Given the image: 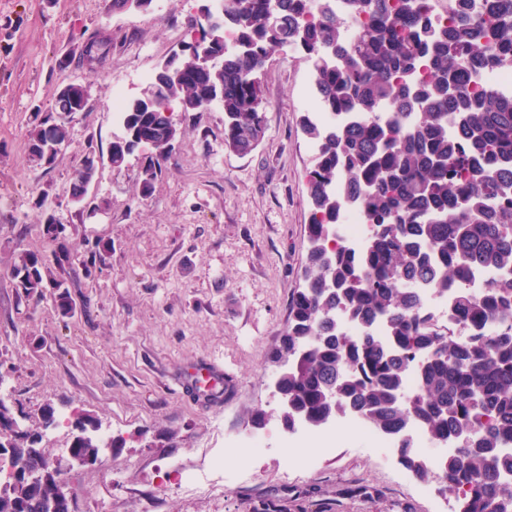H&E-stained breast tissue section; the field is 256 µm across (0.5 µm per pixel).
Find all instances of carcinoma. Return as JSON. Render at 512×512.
<instances>
[{
  "label": "carcinoma",
  "mask_w": 512,
  "mask_h": 512,
  "mask_svg": "<svg viewBox=\"0 0 512 512\" xmlns=\"http://www.w3.org/2000/svg\"><path fill=\"white\" fill-rule=\"evenodd\" d=\"M221 2L231 40L198 19L188 25V48L221 56L219 67L182 79L173 63L151 83L155 105L134 98L122 109V127L154 146L140 195L152 190L158 148L178 135L176 109L219 101L224 146L252 153L265 135V61L284 47L302 52L334 120L302 119L317 145L306 174L310 249L276 351L288 361L276 382L287 400L278 416L288 429L359 416L398 437L400 463L455 495L454 512H512V91L481 80L490 64L512 65V0H487V19L475 0H343L339 10L333 0ZM75 97L62 88L58 114ZM48 139L68 145V122L43 119L28 148ZM353 205L365 219L358 253L340 234ZM476 269L493 272L485 291L459 290L439 327L430 299ZM47 273L40 251L19 253L11 266L18 299L43 298ZM55 288L54 307L66 317L70 294L62 281ZM412 422L429 441L456 444L439 469L404 437ZM74 425L72 447L97 457L87 435L96 420L79 414ZM42 438L21 429L0 398V448L13 449L16 464L48 465ZM58 494L51 475L20 481L0 492V512H42Z\"/></svg>",
  "instance_id": "1"
}]
</instances>
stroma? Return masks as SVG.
Listing matches in <instances>:
<instances>
[{
    "label": "stroma",
    "mask_w": 512,
    "mask_h": 512,
    "mask_svg": "<svg viewBox=\"0 0 512 512\" xmlns=\"http://www.w3.org/2000/svg\"><path fill=\"white\" fill-rule=\"evenodd\" d=\"M217 0H152L148 11L113 12L112 0H0V398L38 426L44 408L58 420L43 444H71L73 417L93 415L123 447L64 479L73 512H454L455 498L416 481L392 451L352 432L309 465L286 434L272 359L288 328L289 302L303 285L310 207L306 171L313 143L301 129L311 114L313 78L303 55L286 48L267 59L262 80L266 132L240 156L224 146V112L213 104L173 112L179 134L141 197L144 154L114 169L108 151L121 134L112 94L145 88L143 73L179 49L189 20ZM108 43L88 64L87 42ZM84 85L87 111L72 120L69 146L52 168L36 166L29 132L55 112L58 90ZM99 161L89 194L103 214L88 217L69 198L88 154ZM65 227L76 264L50 265L74 306L61 317L51 298L21 304L11 264L18 252L51 254L40 234L44 211ZM103 263L84 268L96 241ZM209 361L234 387L217 404L183 393L184 369ZM270 415L267 447L246 468L225 458L256 412ZM224 463V490L188 496L181 475Z\"/></svg>",
    "instance_id": "35a3bbf8"
}]
</instances>
